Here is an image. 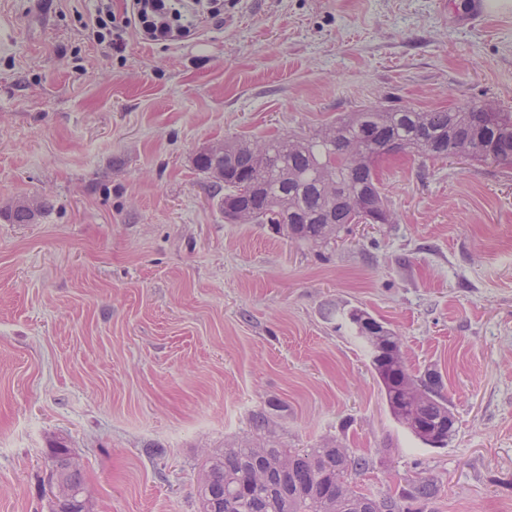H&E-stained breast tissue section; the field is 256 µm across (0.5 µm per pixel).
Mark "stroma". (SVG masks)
<instances>
[{"label":"stroma","instance_id":"35a3bbf8","mask_svg":"<svg viewBox=\"0 0 512 512\" xmlns=\"http://www.w3.org/2000/svg\"><path fill=\"white\" fill-rule=\"evenodd\" d=\"M474 0H237L223 30L124 59L93 0H0V512H53L52 451L89 512H198L206 459L253 433L373 459L366 493L430 477L433 512H512V169L390 156V224L325 248L228 224L196 158L368 106L512 112V12ZM24 201L41 207L11 219ZM356 305L438 375L447 447L397 424Z\"/></svg>","mask_w":512,"mask_h":512}]
</instances>
